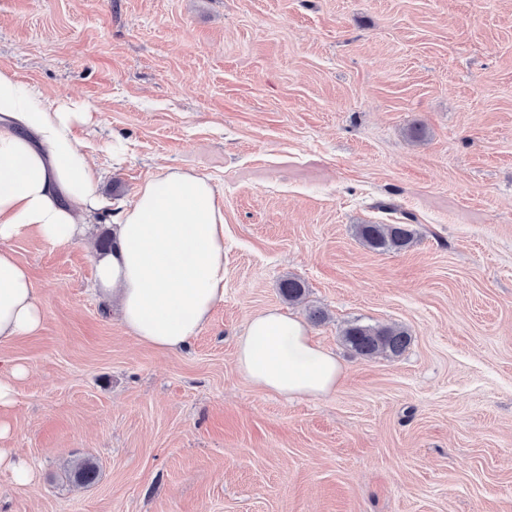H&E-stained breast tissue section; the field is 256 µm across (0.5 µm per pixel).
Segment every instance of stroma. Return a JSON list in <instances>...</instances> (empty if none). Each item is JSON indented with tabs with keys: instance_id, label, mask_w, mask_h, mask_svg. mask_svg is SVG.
<instances>
[{
	"instance_id": "stroma-1",
	"label": "stroma",
	"mask_w": 512,
	"mask_h": 512,
	"mask_svg": "<svg viewBox=\"0 0 512 512\" xmlns=\"http://www.w3.org/2000/svg\"><path fill=\"white\" fill-rule=\"evenodd\" d=\"M0 70L89 112L73 136L106 201L209 177L225 270L208 325L159 354L92 288L106 222L9 242L44 316L0 344L28 369L0 448L34 472L0 470V512H512V0H0ZM357 224L416 238L379 253ZM272 308L335 354V392L238 371ZM353 321L411 342L360 357ZM0 468L9 470L18 484H27L34 477L25 460L13 455L7 448H0Z\"/></svg>"
}]
</instances>
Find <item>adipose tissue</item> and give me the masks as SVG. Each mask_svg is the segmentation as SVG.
I'll list each match as a JSON object with an SVG mask.
<instances>
[{
	"mask_svg": "<svg viewBox=\"0 0 512 512\" xmlns=\"http://www.w3.org/2000/svg\"><path fill=\"white\" fill-rule=\"evenodd\" d=\"M81 117L77 104L48 102L0 71V344L34 335L43 320L28 271L6 242L31 232L53 245L75 243L99 208L96 172L72 135ZM109 224L112 248L96 259V282L123 328L159 353L186 346L224 300V207L212 184L165 169ZM236 365L285 398L327 396L343 376L300 319L275 310L247 322Z\"/></svg>",
	"mask_w": 512,
	"mask_h": 512,
	"instance_id": "1",
	"label": "adipose tissue"
}]
</instances>
